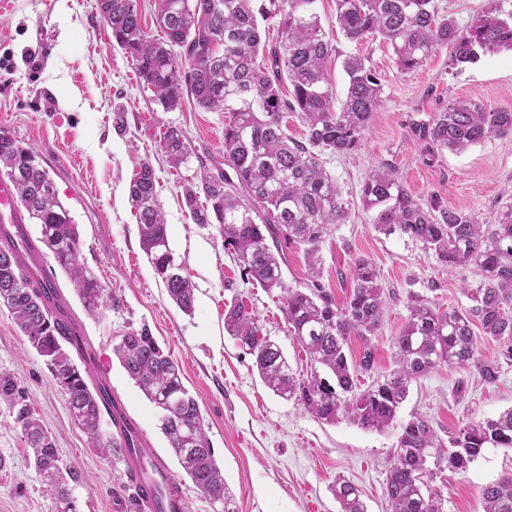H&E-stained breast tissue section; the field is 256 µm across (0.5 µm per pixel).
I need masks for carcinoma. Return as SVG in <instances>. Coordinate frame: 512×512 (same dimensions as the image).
<instances>
[{"label":"carcinoma","instance_id":"1","mask_svg":"<svg viewBox=\"0 0 512 512\" xmlns=\"http://www.w3.org/2000/svg\"><path fill=\"white\" fill-rule=\"evenodd\" d=\"M112 39L133 59L140 81L164 109L191 100L198 107L228 113L224 122V166L203 172L183 185L184 203L194 223L218 225L224 249L231 252L247 279L277 294L288 331L311 361L310 375L296 374L277 344L264 334L258 316L234 303L224 325L277 396L292 400L317 420H347L365 430L384 431L397 417L412 381L442 366L474 370L488 386L497 384L504 366H512V204L483 224L469 212L448 208L436 196L415 199L391 168L371 173L361 201L376 211L375 228L395 232L420 244L452 271L472 266L476 285H462L466 307L446 310L415 296L395 340L393 368L369 384L372 339L378 335L386 307L379 273L365 259L354 261L352 292L338 305L320 282V245L334 224L345 222L349 201L324 170L318 154L344 155L362 143L374 112L382 105V88L365 59H344L348 81L340 106L324 87L328 60L336 48L325 40L316 0H271L277 5L280 41H262L253 0H158L156 22L164 37L149 38L141 23L138 0H97ZM336 24L350 42L367 37L391 47L403 72L421 67L439 46L451 47L454 65L472 63L479 53L512 50V13L487 12L461 28L438 18L433 0H335ZM297 112L305 140L288 136L286 114ZM431 165L444 150L462 152L490 138L512 133V109L488 110L465 100L448 105L427 123L412 127ZM161 153L175 168L194 153L184 131L169 126L159 141ZM0 178L11 182L29 218L41 225V237L28 247H45L68 274L86 312L105 307V289L79 262L78 224L60 201L38 154L0 130ZM153 165H140L129 185L139 219L141 246L169 298L185 313L194 308V288L170 249L167 224L157 195ZM301 249L309 267L303 288H293L282 273L284 249ZM12 242L0 241V304L8 307L16 327L43 357L64 393L70 415L106 457L123 459L125 440L103 428L101 397L106 384L90 368L80 369L71 355L61 307L44 303L28 268ZM498 344L497 355L482 357L479 336ZM364 345L352 361L348 340ZM129 377L162 411L161 430L173 455L194 486L212 503L230 512L224 472L203 428L200 407L184 386L182 372L148 328L130 330L112 345ZM12 413L31 449L35 469L52 496L55 512H78L55 440L35 416L14 377L0 372V404ZM487 448H512V409L496 417L474 419L443 441L430 422L415 416L402 426L387 473L391 512H443L438 483L457 473ZM339 512H366L357 486L345 479L334 485ZM482 512H512V476L480 493Z\"/></svg>","mask_w":512,"mask_h":512}]
</instances>
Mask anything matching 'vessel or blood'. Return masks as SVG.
<instances>
[{"label":"vessel or blood","instance_id":"obj_1","mask_svg":"<svg viewBox=\"0 0 512 512\" xmlns=\"http://www.w3.org/2000/svg\"><path fill=\"white\" fill-rule=\"evenodd\" d=\"M25 231L22 213L16 203L15 190L6 180H0V233L20 237ZM116 429L131 437L134 447L125 449L128 474L137 484L140 512H182L184 493L168 470L160 463L155 449L149 448L137 424L122 404L111 406Z\"/></svg>","mask_w":512,"mask_h":512}]
</instances>
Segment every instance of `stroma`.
<instances>
[{
    "instance_id": "35a3bbf8",
    "label": "stroma",
    "mask_w": 512,
    "mask_h": 512,
    "mask_svg": "<svg viewBox=\"0 0 512 512\" xmlns=\"http://www.w3.org/2000/svg\"><path fill=\"white\" fill-rule=\"evenodd\" d=\"M0 11V129L32 148L79 227V261L98 277L117 307L89 316L65 272L57 284L84 325L104 373L127 404L144 437L180 483L190 512L215 507L186 476L161 430V412L112 355V339L149 327L178 361L183 383L199 403L210 446L224 471L233 512H338L331 487L345 476L363 493L368 512H389L386 475L402 424L427 417L439 437L473 418L512 408V367L498 384L484 385L474 371L440 366L414 382L393 426L383 432L350 422L325 424L295 402L274 395L261 381L253 359L224 329V311L234 300L252 306L265 334L297 371L307 356L288 331L275 297L243 278L224 248L216 225L194 224L182 196L184 180L224 165V119L219 111L193 104L164 110L139 82L134 63L112 40L97 0H10ZM439 16L466 26L491 10L512 11V0H434ZM315 10L337 49L326 79L342 99L348 55L369 58L382 83L383 105L361 144L347 155L321 154L324 168L349 200L345 223L335 225L321 245L322 283L336 303L351 291L355 259L370 260L390 291L383 325L373 341L374 366L392 368L394 339L416 294L442 307H464L463 281L475 282L474 268L444 270L407 236L385 235L373 226L374 211L363 207L360 191L369 174L395 169L414 197L438 196L482 222L493 223L512 203V134L461 153L423 162V146L411 134L416 121L432 119L449 103L473 99L489 109L512 108V51L486 54L472 64L450 66L448 47L438 48L412 72L400 71L391 49L380 41L350 42L336 25L334 0H317ZM124 111L125 127L113 114ZM178 126L196 156L172 168L159 150L166 127ZM158 178L170 246L194 286L195 303L184 314L169 298L142 250L129 183L142 162ZM0 372L11 373L27 392L37 416L52 434L64 464L78 476L72 492L80 512H123L131 494L124 462L103 458L74 424L66 398L44 360L0 306ZM20 428L0 405V512H54L41 477L29 463ZM512 474V449L489 448L466 471L448 476L445 512H480V492Z\"/></svg>"
}]
</instances>
